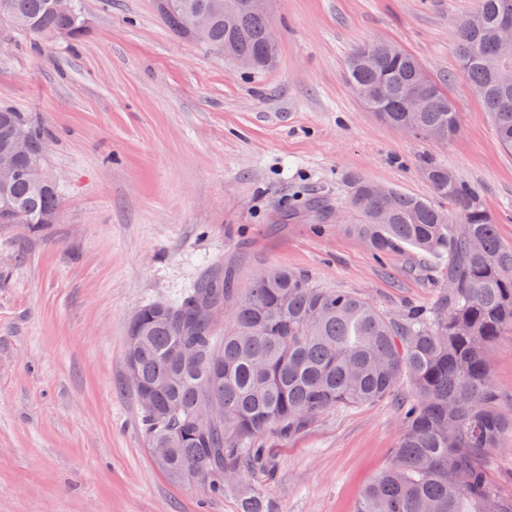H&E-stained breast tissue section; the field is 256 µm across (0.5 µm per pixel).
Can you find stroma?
Wrapping results in <instances>:
<instances>
[{
  "label": "stroma",
  "mask_w": 512,
  "mask_h": 512,
  "mask_svg": "<svg viewBox=\"0 0 512 512\" xmlns=\"http://www.w3.org/2000/svg\"><path fill=\"white\" fill-rule=\"evenodd\" d=\"M478 0H268L274 64L238 69L174 35L158 0H81L79 40L0 24V105L48 131L54 223L0 224V512H239L236 495L173 481L127 383L129 323L219 267H285L386 316L433 310L440 259L376 254L320 222L363 178L433 199V160L475 187L512 243V152L462 78L454 25ZM386 41L444 83L461 114L440 142L382 122L346 62ZM512 419V330L484 353ZM395 397L328 412L273 443L275 512H357L397 447Z\"/></svg>",
  "instance_id": "obj_1"
}]
</instances>
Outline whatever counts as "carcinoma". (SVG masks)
Returning <instances> with one entry per match:
<instances>
[{
  "label": "carcinoma",
  "instance_id": "carcinoma-1",
  "mask_svg": "<svg viewBox=\"0 0 512 512\" xmlns=\"http://www.w3.org/2000/svg\"><path fill=\"white\" fill-rule=\"evenodd\" d=\"M162 22L190 37L184 21L209 18L202 47L252 69L269 66L267 14L246 0H158ZM512 0H479L455 26L462 77L489 112L496 138L512 148V86L496 72L512 69L496 45V31ZM76 0H0V21L36 37L77 38ZM420 62L401 47L374 42L349 57L347 79L357 96L385 89L387 111L376 116L396 129L446 141L460 128V113L436 82L422 79ZM418 92L415 111H403L407 92ZM21 124L36 144L47 134L23 112L0 107V152L10 129ZM0 188V224L36 230L55 221L59 188L36 184L22 173ZM423 174L448 208L397 190L375 194V183L355 180L352 208L361 223L350 228L377 253L399 245L448 256L445 290L437 309L393 320L357 295L320 288L303 275L279 268L255 271L238 285L230 268L201 280L158 311L142 306L136 367L140 383L154 391V406L141 407L148 443L165 440L161 465L178 483L209 492H232L240 512H273L267 493L241 483L247 473L270 480L269 441L285 442L336 408L371 404L412 387L401 401L399 445L386 468L361 493L358 512H512L486 476L485 457L512 437V421L497 410V395L484 350L512 328V245L502 242L480 193L448 169L425 162ZM224 309V328L211 312ZM213 404L205 432L193 414Z\"/></svg>",
  "mask_w": 512,
  "mask_h": 512
}]
</instances>
